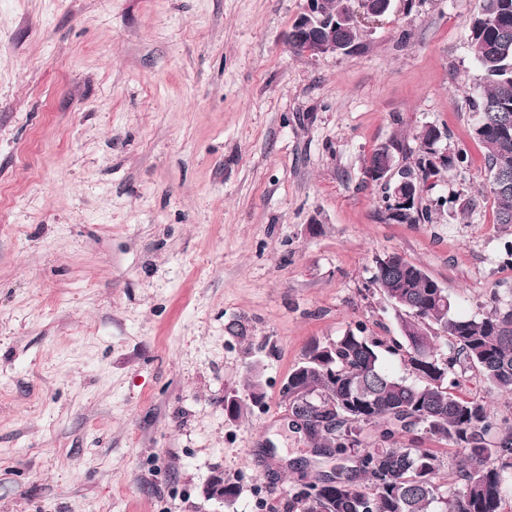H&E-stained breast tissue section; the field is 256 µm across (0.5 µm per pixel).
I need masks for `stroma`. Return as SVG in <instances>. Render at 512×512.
I'll return each mask as SVG.
<instances>
[{"instance_id": "obj_1", "label": "stroma", "mask_w": 512, "mask_h": 512, "mask_svg": "<svg viewBox=\"0 0 512 512\" xmlns=\"http://www.w3.org/2000/svg\"><path fill=\"white\" fill-rule=\"evenodd\" d=\"M301 4L0 0V512H274L328 468L282 393L310 344L400 336L376 258L460 313L512 299L467 106L479 0H392L317 58L284 42ZM428 125L470 164L432 223L389 221L364 164ZM253 367L264 398L229 419Z\"/></svg>"}]
</instances>
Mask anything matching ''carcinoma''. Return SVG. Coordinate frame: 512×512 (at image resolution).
Returning a JSON list of instances; mask_svg holds the SVG:
<instances>
[{"instance_id": "carcinoma-1", "label": "carcinoma", "mask_w": 512, "mask_h": 512, "mask_svg": "<svg viewBox=\"0 0 512 512\" xmlns=\"http://www.w3.org/2000/svg\"><path fill=\"white\" fill-rule=\"evenodd\" d=\"M350 0H325L336 10V42L344 48L358 44L361 26ZM469 48L479 70L481 93L469 99L474 115L471 134L485 151L489 180L512 182V0H480L469 35ZM435 145L434 129L426 130L416 158L403 166L402 178L411 183L437 178L469 164L468 154L455 149L448 167H431L423 147ZM406 153L393 138L376 147L369 163L386 167L394 151ZM496 205V223L512 225V185L490 188ZM430 221L429 208L411 204L399 214L402 224ZM372 283L397 305L402 341L391 345L348 330L325 343L314 342L305 359L289 375L288 384L341 408L360 404L348 418L336 420V436L315 426L328 416L310 408L313 426H304L308 438L321 448L341 454L337 438L357 428L384 427L377 447L358 459L345 483L326 485L327 475L300 485L280 503L282 512H502L508 482L512 480V420H498L479 399L453 392L456 367L468 365L498 392L512 393V302L497 294L480 317L453 313L448 291L417 265L397 256L375 260ZM448 342V357L439 353L436 339ZM401 356L404 373L389 368L382 351ZM248 400H239L235 417L263 397L259 372L246 380ZM403 432L421 433L434 441L451 443L459 451L457 480L442 482L443 461L436 451L415 439L398 445Z\"/></svg>"}]
</instances>
